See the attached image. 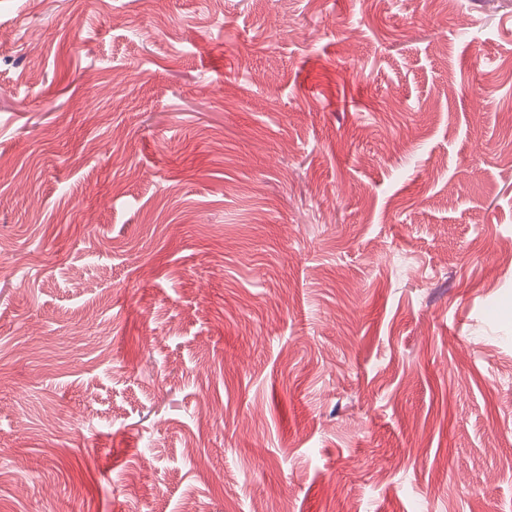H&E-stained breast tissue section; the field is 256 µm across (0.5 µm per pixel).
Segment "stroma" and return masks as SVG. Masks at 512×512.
Returning a JSON list of instances; mask_svg holds the SVG:
<instances>
[{"label":"stroma","mask_w":512,"mask_h":512,"mask_svg":"<svg viewBox=\"0 0 512 512\" xmlns=\"http://www.w3.org/2000/svg\"><path fill=\"white\" fill-rule=\"evenodd\" d=\"M511 251L512 0H0V512H512Z\"/></svg>","instance_id":"35a3bbf8"}]
</instances>
